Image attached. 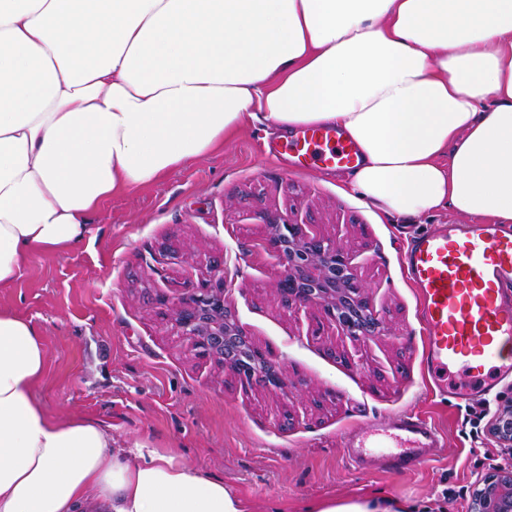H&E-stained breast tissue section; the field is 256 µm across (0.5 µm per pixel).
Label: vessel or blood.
<instances>
[{
  "instance_id": "1",
  "label": "vessel or blood",
  "mask_w": 512,
  "mask_h": 512,
  "mask_svg": "<svg viewBox=\"0 0 512 512\" xmlns=\"http://www.w3.org/2000/svg\"><path fill=\"white\" fill-rule=\"evenodd\" d=\"M288 149L307 168L352 170L359 162L356 147L328 127L308 129ZM404 264L421 297L424 359L434 378L444 380L452 365L475 368L474 387L461 394L469 400L512 375V237L493 224L443 229L416 237ZM439 443L430 422L408 413L352 436L345 454L358 468L408 472L425 465Z\"/></svg>"
}]
</instances>
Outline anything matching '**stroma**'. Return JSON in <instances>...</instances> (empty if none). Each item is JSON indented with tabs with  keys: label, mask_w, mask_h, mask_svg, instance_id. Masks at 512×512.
Returning a JSON list of instances; mask_svg holds the SVG:
<instances>
[{
	"label": "stroma",
	"mask_w": 512,
	"mask_h": 512,
	"mask_svg": "<svg viewBox=\"0 0 512 512\" xmlns=\"http://www.w3.org/2000/svg\"><path fill=\"white\" fill-rule=\"evenodd\" d=\"M338 185L337 171L297 167L284 140L254 122L157 183L113 193L91 215L89 241L35 255L0 288V308L30 320L44 340L35 394L47 413L174 450L259 512L361 490L428 512H470L474 486L512 461V447L487 431L498 402L512 397V379L470 404L454 395L469 382L461 368H449L447 389L436 387L424 365L418 293L400 262L414 237L462 218L444 209L395 224ZM266 213L349 254L382 335L353 339L322 307L281 300ZM216 270L242 328L283 368L288 394L241 386L172 322L169 302ZM403 413L441 435L427 465L400 474L348 464L346 432Z\"/></svg>",
	"instance_id": "35a3bbf8"
}]
</instances>
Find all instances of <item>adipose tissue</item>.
Masks as SVG:
<instances>
[{
    "mask_svg": "<svg viewBox=\"0 0 512 512\" xmlns=\"http://www.w3.org/2000/svg\"><path fill=\"white\" fill-rule=\"evenodd\" d=\"M258 118L337 128L361 157L342 192L382 217L512 224V0H0V288ZM45 370L0 310V512H254L176 452L48 416Z\"/></svg>",
    "mask_w": 512,
    "mask_h": 512,
    "instance_id": "ef3b65f1",
    "label": "adipose tissue"
}]
</instances>
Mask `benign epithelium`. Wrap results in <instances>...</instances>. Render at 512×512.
<instances>
[{"mask_svg":"<svg viewBox=\"0 0 512 512\" xmlns=\"http://www.w3.org/2000/svg\"><path fill=\"white\" fill-rule=\"evenodd\" d=\"M268 244L283 275L281 299L289 306L319 305L353 337L376 336L380 323L354 284L348 254L336 242L309 237L299 224L272 214L263 215ZM173 318L199 354L216 359L244 385L288 394L282 368L269 351L257 345L224 304V277L202 281L174 303ZM488 432L503 448L512 447V399L502 402ZM470 512H512V464L487 475L472 494Z\"/></svg>","mask_w":512,"mask_h":512,"instance_id":"1","label":"benign epithelium"}]
</instances>
